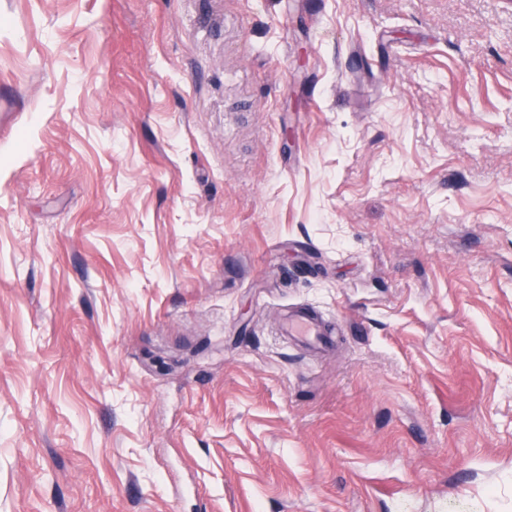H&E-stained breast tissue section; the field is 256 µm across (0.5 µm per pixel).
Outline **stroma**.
<instances>
[{"instance_id": "1", "label": "stroma", "mask_w": 512, "mask_h": 512, "mask_svg": "<svg viewBox=\"0 0 512 512\" xmlns=\"http://www.w3.org/2000/svg\"><path fill=\"white\" fill-rule=\"evenodd\" d=\"M0 512H512V5L0 0ZM282 333L286 336L308 339L311 342L316 341V336L322 334L320 327L302 314L290 316L288 321L282 325Z\"/></svg>"}]
</instances>
